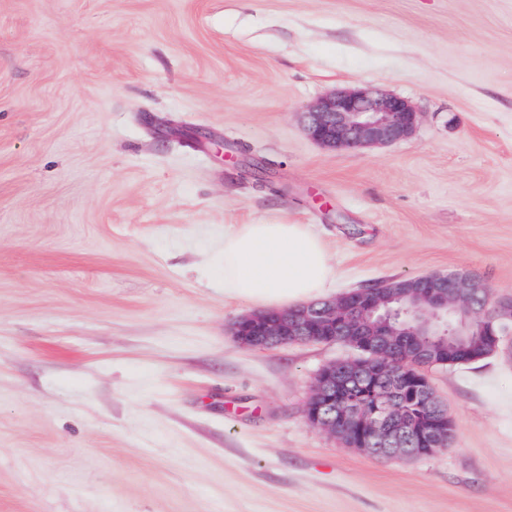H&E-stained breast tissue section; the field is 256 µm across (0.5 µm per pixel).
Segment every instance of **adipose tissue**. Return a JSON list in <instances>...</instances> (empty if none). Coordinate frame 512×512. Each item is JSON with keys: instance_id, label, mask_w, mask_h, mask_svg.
<instances>
[{"instance_id": "ef3b65f1", "label": "adipose tissue", "mask_w": 512, "mask_h": 512, "mask_svg": "<svg viewBox=\"0 0 512 512\" xmlns=\"http://www.w3.org/2000/svg\"><path fill=\"white\" fill-rule=\"evenodd\" d=\"M334 277L323 241L304 224H237L224 233V296L261 307L293 306Z\"/></svg>"}]
</instances>
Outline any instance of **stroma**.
Here are the masks:
<instances>
[{"label": "stroma", "mask_w": 512, "mask_h": 512, "mask_svg": "<svg viewBox=\"0 0 512 512\" xmlns=\"http://www.w3.org/2000/svg\"><path fill=\"white\" fill-rule=\"evenodd\" d=\"M357 86L413 134L314 143ZM233 224L308 225L329 299L512 296V0H0V512H512V360L426 369L448 447H349L305 409L360 350L239 345ZM420 113L404 98L355 87L318 100L303 114L308 137L330 150H358L409 137Z\"/></svg>", "instance_id": "1"}]
</instances>
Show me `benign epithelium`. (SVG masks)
Returning <instances> with one entry per match:
<instances>
[{"label":"benign epithelium","instance_id":"obj_1","mask_svg":"<svg viewBox=\"0 0 512 512\" xmlns=\"http://www.w3.org/2000/svg\"><path fill=\"white\" fill-rule=\"evenodd\" d=\"M420 113L405 99L355 87L318 100L303 114L308 137L330 150H358L386 145L409 137ZM477 287L466 274L431 273L392 280L382 286L360 288L348 295V306L319 301L277 312H256L240 317L233 336L247 348H274L298 342H334L348 336L377 345L393 346L396 335L388 322V303L411 292L407 314L421 328L437 325L454 311L472 321L483 319L484 309L470 306L466 291ZM319 416L310 422L331 433H368L374 452L387 456L427 454L440 442V428L430 416L447 415L431 386L414 380L402 369L394 373L369 364L342 373L318 376L309 397Z\"/></svg>","mask_w":512,"mask_h":512}]
</instances>
